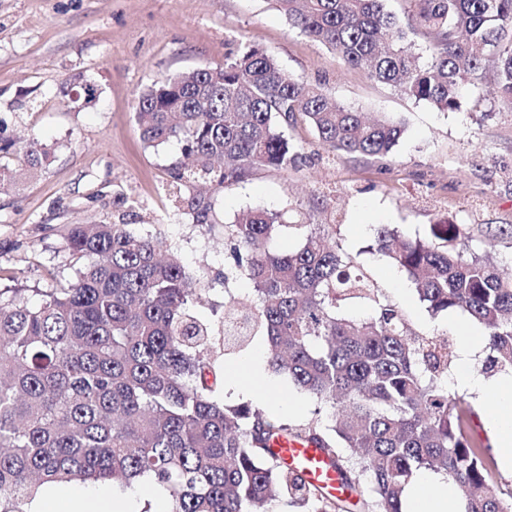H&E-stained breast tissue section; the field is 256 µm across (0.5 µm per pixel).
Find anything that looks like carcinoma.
<instances>
[{
  "label": "carcinoma",
  "instance_id": "obj_1",
  "mask_svg": "<svg viewBox=\"0 0 512 512\" xmlns=\"http://www.w3.org/2000/svg\"><path fill=\"white\" fill-rule=\"evenodd\" d=\"M274 2L346 67L411 99L456 111L463 86L491 69V95L512 106V0H405L401 17L386 0ZM413 35L427 40L426 64ZM299 114L339 158H385L405 132L234 40L224 63L165 75L135 94L144 143H182L174 181L210 183L211 194L182 199L205 230L225 186L295 163L286 131ZM50 158L39 138L0 131V188L15 185V168L35 173ZM285 230L306 234L294 250H271ZM461 236L452 223L415 239L382 225L373 246L408 274L432 314L460 310L484 328L490 354L479 373L512 372V279L460 247ZM224 243V292L247 280L252 298L224 303L222 337L194 312L201 280L162 257L167 239L123 221L71 225L64 251L81 267L37 302L24 288L0 289V512H30L48 483L124 492L143 478L167 491L168 512H267L275 502L348 512L352 495L363 512H404L405 489L425 470L457 485L463 512H505L512 483L494 490L490 445L471 434L478 413L448 392L456 355L447 338L415 330L323 224L253 209L224 225ZM358 304L371 314L341 313ZM257 342L268 366L315 402L306 422L276 419L259 403H224L218 358ZM282 436L331 456L345 494L330 495L273 456Z\"/></svg>",
  "mask_w": 512,
  "mask_h": 512
}]
</instances>
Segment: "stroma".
I'll use <instances>...</instances> for the list:
<instances>
[{
  "label": "stroma",
  "mask_w": 512,
  "mask_h": 512,
  "mask_svg": "<svg viewBox=\"0 0 512 512\" xmlns=\"http://www.w3.org/2000/svg\"><path fill=\"white\" fill-rule=\"evenodd\" d=\"M264 49L288 74L318 83L345 107L400 121L405 133L385 160L334 156L304 121L289 128L300 154L282 171L255 170L215 197L209 231L181 207L199 182L175 185L172 141L154 150L135 120V94L166 74L224 60L227 40ZM96 97L82 99L85 85ZM483 97L480 109L473 98ZM459 110L441 112L344 67L331 50L291 27L272 0H0V120L12 138L37 135L53 162L19 190L0 193V288L59 287L74 278L62 247L72 224L125 220L133 232L163 233L187 271L206 286L197 304L220 323L224 303V226L251 208L301 213L331 225L332 240L355 256L379 288L425 334L460 348L472 322L457 311L432 315L406 273L371 250L375 228L409 238L430 225L459 224L467 251L492 255L512 275V108L485 84L468 89ZM270 389L289 395L280 419L301 423L313 401L283 373Z\"/></svg>",
  "instance_id": "35a3bbf8"
}]
</instances>
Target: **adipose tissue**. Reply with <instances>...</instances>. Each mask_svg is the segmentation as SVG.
I'll return each mask as SVG.
<instances>
[{
  "label": "adipose tissue",
  "instance_id": "obj_1",
  "mask_svg": "<svg viewBox=\"0 0 512 512\" xmlns=\"http://www.w3.org/2000/svg\"><path fill=\"white\" fill-rule=\"evenodd\" d=\"M476 355L473 337H465L451 380L461 387L488 392L495 404L492 424L497 433L498 455L512 469V375L485 381L476 370ZM405 512H459L455 485L440 475L421 473L406 490Z\"/></svg>",
  "mask_w": 512,
  "mask_h": 512
}]
</instances>
